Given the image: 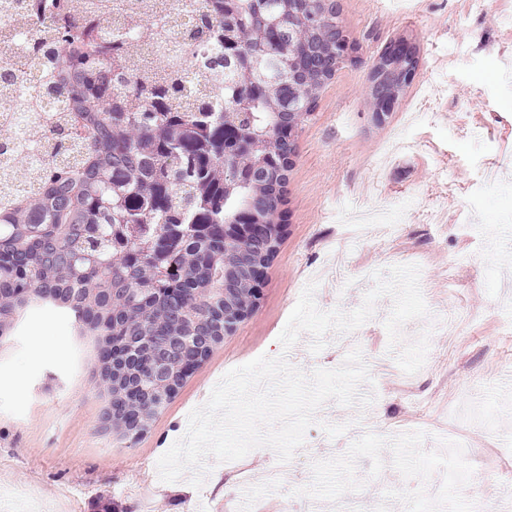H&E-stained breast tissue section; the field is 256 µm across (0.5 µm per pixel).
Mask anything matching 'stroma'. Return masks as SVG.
<instances>
[{"label":"stroma","mask_w":512,"mask_h":512,"mask_svg":"<svg viewBox=\"0 0 512 512\" xmlns=\"http://www.w3.org/2000/svg\"><path fill=\"white\" fill-rule=\"evenodd\" d=\"M336 3L347 59L297 131L283 238L254 311L128 435L107 417L94 337L62 310L30 306L0 340V512H336L342 496L364 512L512 508V0ZM399 38L418 67L379 118L371 67ZM402 264L421 269L429 315L402 337L434 328L426 363L412 375L398 367L384 326L392 299L381 297L356 331L364 359L383 363L360 385L373 402L322 406L289 495L267 480L269 448L207 459L218 485L188 492L190 474L160 480L158 459L231 369L262 355L307 373L343 363L334 331L316 354L307 333L287 351L278 342L307 283L320 310L348 312L373 285L366 272ZM325 422L368 429L331 438ZM458 437L465 447H454ZM444 470L468 473L467 489L433 490Z\"/></svg>","instance_id":"obj_1"}]
</instances>
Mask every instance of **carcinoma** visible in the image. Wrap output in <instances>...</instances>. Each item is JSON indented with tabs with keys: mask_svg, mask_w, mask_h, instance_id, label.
Returning <instances> with one entry per match:
<instances>
[{
	"mask_svg": "<svg viewBox=\"0 0 512 512\" xmlns=\"http://www.w3.org/2000/svg\"><path fill=\"white\" fill-rule=\"evenodd\" d=\"M49 20L29 42L46 63L29 92L63 99L60 116L35 115L52 161L28 188L0 185V336L42 301L71 312L96 336L149 338L129 355L133 395L116 406L117 428L151 420L162 393L159 359L202 363L205 336L224 335V300L255 306L249 284L274 252L294 135L320 89L341 67L343 33L327 0H199L187 33L196 71L211 83L190 96L160 59L142 78L133 25L112 30L89 0H19ZM380 54L374 111L391 99L395 71ZM30 128L0 124V163L19 168ZM228 224H262L237 239ZM195 337V345L183 339Z\"/></svg>",
	"mask_w": 512,
	"mask_h": 512,
	"instance_id": "obj_1",
	"label": "carcinoma"
}]
</instances>
